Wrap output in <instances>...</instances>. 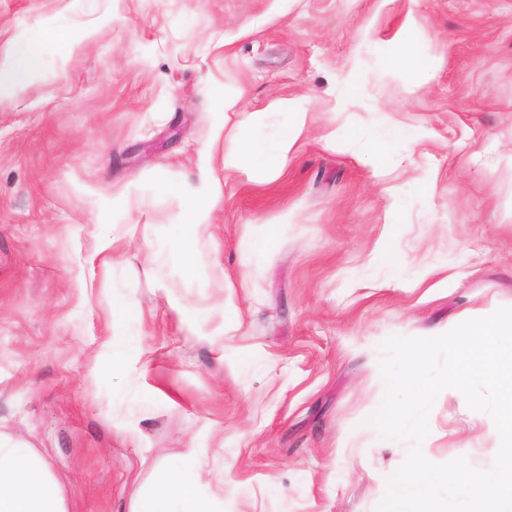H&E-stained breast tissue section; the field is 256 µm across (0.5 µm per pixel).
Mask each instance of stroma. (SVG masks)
I'll return each mask as SVG.
<instances>
[{"instance_id": "1", "label": "stroma", "mask_w": 512, "mask_h": 512, "mask_svg": "<svg viewBox=\"0 0 512 512\" xmlns=\"http://www.w3.org/2000/svg\"><path fill=\"white\" fill-rule=\"evenodd\" d=\"M50 19L95 33L0 98V436L70 512L190 452L206 512H378L381 343L512 307V0H0V53ZM284 98L287 172L225 171ZM489 421L440 394L421 450L490 470ZM215 201V198L211 195L201 196L198 199L197 204L183 216L179 223L175 225L182 229L207 224L210 211L213 208Z\"/></svg>"}]
</instances>
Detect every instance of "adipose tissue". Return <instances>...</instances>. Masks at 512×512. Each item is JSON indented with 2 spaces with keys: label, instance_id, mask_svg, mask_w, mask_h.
<instances>
[{
  "label": "adipose tissue",
  "instance_id": "ef3b65f1",
  "mask_svg": "<svg viewBox=\"0 0 512 512\" xmlns=\"http://www.w3.org/2000/svg\"><path fill=\"white\" fill-rule=\"evenodd\" d=\"M273 108L288 114L286 126L268 143L237 141L224 153L225 170H248L273 179L284 174L306 130L307 112L301 102L288 99ZM198 477L191 455L158 470L154 492L139 501L136 512H174L177 503L193 495ZM0 512H69L60 486L33 449L0 444Z\"/></svg>",
  "mask_w": 512,
  "mask_h": 512
}]
</instances>
